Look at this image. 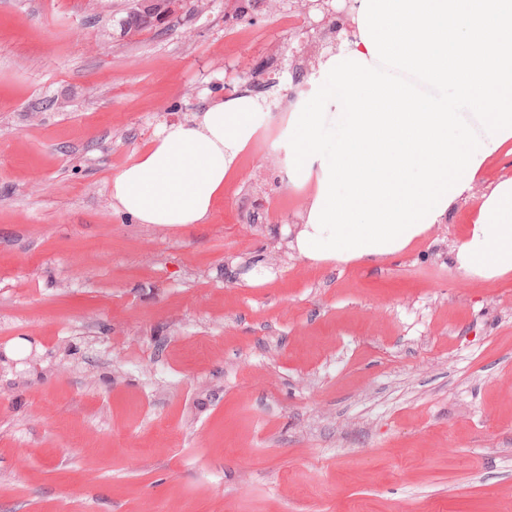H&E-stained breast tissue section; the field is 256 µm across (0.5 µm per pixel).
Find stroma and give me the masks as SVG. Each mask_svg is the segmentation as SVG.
Instances as JSON below:
<instances>
[{
  "label": "stroma",
  "instance_id": "stroma-1",
  "mask_svg": "<svg viewBox=\"0 0 512 512\" xmlns=\"http://www.w3.org/2000/svg\"><path fill=\"white\" fill-rule=\"evenodd\" d=\"M131 4L0 0V512H512V274L453 267L512 155L371 266L298 253L270 125L205 223H139L111 181L164 125L260 65L289 115L327 47L293 8L230 40L233 0L126 35Z\"/></svg>",
  "mask_w": 512,
  "mask_h": 512
}]
</instances>
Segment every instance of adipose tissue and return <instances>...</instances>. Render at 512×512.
Masks as SVG:
<instances>
[{"mask_svg": "<svg viewBox=\"0 0 512 512\" xmlns=\"http://www.w3.org/2000/svg\"><path fill=\"white\" fill-rule=\"evenodd\" d=\"M265 114L264 103L238 96L166 125L113 177V204L142 224L202 222ZM454 265L460 274L483 280L512 273V177L484 195Z\"/></svg>", "mask_w": 512, "mask_h": 512, "instance_id": "obj_1", "label": "adipose tissue"}]
</instances>
